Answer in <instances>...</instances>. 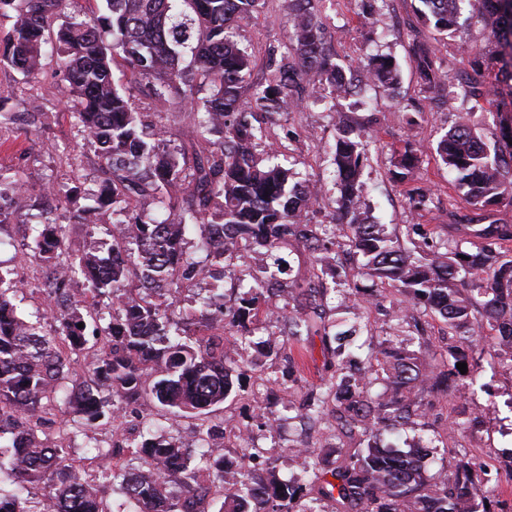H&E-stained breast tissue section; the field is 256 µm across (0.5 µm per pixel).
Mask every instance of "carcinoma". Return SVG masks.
Returning a JSON list of instances; mask_svg holds the SVG:
<instances>
[{
  "label": "carcinoma",
  "instance_id": "cac0c4a2",
  "mask_svg": "<svg viewBox=\"0 0 512 512\" xmlns=\"http://www.w3.org/2000/svg\"><path fill=\"white\" fill-rule=\"evenodd\" d=\"M104 2L103 12L68 15V0H0V16L13 20L0 39V63L35 76L43 45L55 40L77 133L93 149L102 174L96 188L83 194L75 187L67 205L29 217L47 309L33 320L21 317L23 284L0 270V512H111L101 484L117 487L123 512H209L221 495L218 512H293V501L308 496L307 487L316 483L318 496L300 512H324L317 507L322 500L347 512H494L478 471L464 466L433 482L425 476L426 448L384 443L386 432L425 426V397L448 391L447 371L429 377L421 370L428 339L418 324L400 341L369 329L361 339L355 329L332 332L322 303L342 285L336 280L341 255H356L362 258L357 276L399 289L413 305L446 321L459 337L449 355L467 364L470 379L483 372L470 352L485 325L496 332L491 358L512 372V224L480 226L487 207L504 198V176L512 172V113H496L491 142L461 120L436 147L477 210L454 224L478 240L475 251L464 253L450 243L444 252L419 245L408 250L369 219L361 183L365 145L348 118L337 125L332 146L339 228L322 235L317 225L302 223L309 200L291 170L264 163L275 148L250 120L257 113L288 116L306 79L327 90L330 110L336 93H360L326 53L312 0H291L290 46L280 55L268 49L273 78L256 85L249 83L251 56L239 47L233 27L254 17L259 0ZM420 2L422 17L436 32L456 34L459 0ZM480 2L493 20L502 82L512 98V0ZM412 52L424 82H435L431 50L416 44ZM187 54L210 86L199 102L184 82ZM115 68L129 71L159 100L194 105L188 145L173 146L168 131L150 129L133 110L128 90L115 84ZM361 69L388 92L399 84L397 65L388 58L370 59ZM215 133L221 141L211 139ZM418 163L417 152L404 148L395 179L413 180ZM22 188L18 174L0 169V223L9 215L4 199ZM81 198L87 204H78ZM147 199L167 209L169 219L145 220L139 204ZM90 219L130 225L133 234L112 233L98 250L70 253L65 225ZM190 224L199 228L204 262L186 236ZM226 237L267 260V270L280 267L276 252L291 238L308 251L316 279L288 289L294 306L284 317L285 337L302 342L321 335L329 379L306 394L297 418L322 437H357L363 444L341 462L304 449L302 474L287 483L263 477L257 465L242 461L238 448L228 456L212 447L218 425L209 420L212 408L242 391L241 375L250 364L243 352L259 350L250 324L277 296L276 275L254 278L227 313L217 285L199 314L167 313L168 299L207 275L208 264L237 271L239 251L224 248ZM462 273L471 276L469 293L456 287ZM78 282L85 285L80 297L72 288ZM73 354L86 363L81 375L71 370ZM380 380L387 392L374 395L371 388ZM145 394L194 420L192 433L206 446L205 466L193 465V449L162 434L160 419L149 414L138 417L141 439L127 444L138 464L112 463L122 449L114 443L101 449L104 463L96 474L80 468L72 457L74 437L116 433V413ZM65 414L73 415L72 423L56 424ZM35 487L41 497L23 496Z\"/></svg>",
  "mask_w": 512,
  "mask_h": 512
}]
</instances>
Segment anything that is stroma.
<instances>
[{
	"label": "stroma",
	"instance_id": "1",
	"mask_svg": "<svg viewBox=\"0 0 512 512\" xmlns=\"http://www.w3.org/2000/svg\"><path fill=\"white\" fill-rule=\"evenodd\" d=\"M289 6L290 0H262L256 17L237 28V40L254 60L251 82L269 76L265 59L268 47L282 51L288 46ZM420 7L419 0H318L316 9L324 24L326 46L340 64L355 69L368 57L385 55L398 66L400 84L395 95L372 89L365 96L341 100L333 111L327 110L319 92L309 87L288 119L267 123L279 163L292 169L297 181L322 187L312 223L327 227L336 223L335 167L330 147L343 115L362 125V139L367 145L363 195L371 220L401 234L403 243L409 245L413 239L407 236V227L432 229L444 237L453 213L469 212L462 192L449 184L448 170L436 157V143L463 115L475 132L492 139L494 113L510 112L512 105L501 97L470 99L449 91L451 85L472 77L475 52L488 54L494 49L491 25L479 0H466L462 26L451 38L424 26L417 16ZM416 42L430 47L437 67L448 75L447 83L423 85L411 55ZM55 59V49H47L43 68L33 78L0 69V168L18 173L24 184L23 192L7 204L10 222L0 226V263L14 269L24 282L20 312L25 316L46 300L41 269L35 260L25 257L26 246L34 236L26 225L31 204L57 205L65 188L91 189L99 179L94 153L83 148L73 126L64 81L54 72ZM131 101L147 123L166 127L172 136H181L190 126L191 116L185 108L158 101L146 89H133ZM410 116L416 119L411 127L406 124ZM408 143L420 151V185L427 190V204L419 209L411 208L406 185L391 177L395 152ZM397 299V294L391 293L378 301H361L345 291L329 294L326 308L339 329L357 322L395 336L401 332ZM272 309L271 316L254 323L255 340L270 347L271 356L254 355L243 376L242 395L229 397L213 412L212 419L228 429L245 422L253 424L252 436L264 450L265 475L286 481L301 469L299 448L309 444L323 453L331 447L320 436L302 433L296 417L305 393L323 386L326 374L320 336L303 344H287L282 317L288 308L277 299ZM283 347L291 353L292 362L277 358V350ZM271 380L277 388L273 397L267 394ZM511 399L512 375L499 373L486 388L465 379L448 393L432 397L426 430L409 428L386 435L385 440L403 447L421 438L447 435L451 421L464 422L462 434L449 437L447 449L427 460V477L449 474L461 460L481 466L487 456L496 464L492 477L497 480L503 478V461L512 453V408L507 405Z\"/></svg>",
	"mask_w": 512,
	"mask_h": 512
}]
</instances>
